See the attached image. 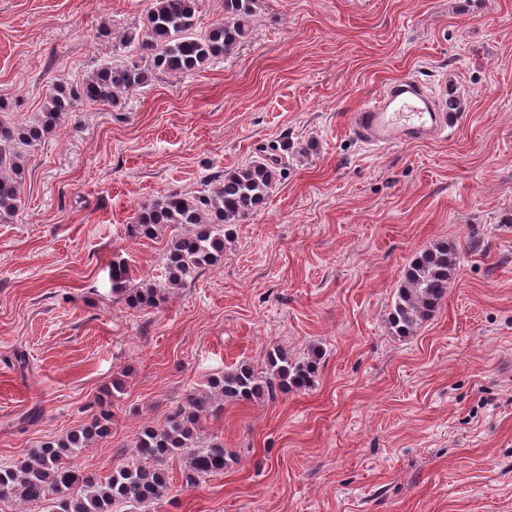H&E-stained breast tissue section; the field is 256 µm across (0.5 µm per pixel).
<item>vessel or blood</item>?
I'll return each instance as SVG.
<instances>
[{"mask_svg":"<svg viewBox=\"0 0 512 512\" xmlns=\"http://www.w3.org/2000/svg\"><path fill=\"white\" fill-rule=\"evenodd\" d=\"M350 125L361 141L379 147L401 138H439L448 127V118L420 84L403 79L387 85L374 101L351 113Z\"/></svg>","mask_w":512,"mask_h":512,"instance_id":"1","label":"vessel or blood"}]
</instances>
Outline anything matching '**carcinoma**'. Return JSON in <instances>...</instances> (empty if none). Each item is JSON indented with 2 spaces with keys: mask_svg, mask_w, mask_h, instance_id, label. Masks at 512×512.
<instances>
[{
  "mask_svg": "<svg viewBox=\"0 0 512 512\" xmlns=\"http://www.w3.org/2000/svg\"><path fill=\"white\" fill-rule=\"evenodd\" d=\"M258 0H224V22L200 35L196 0H150L138 42L136 60H118L78 80L54 84L37 117L10 123L4 114L11 103L0 99V222L11 220L20 208V192L29 151L51 135L81 102L122 103L130 91L148 85L159 73L187 74L233 52L247 37L246 20ZM288 141L261 150L258 158L224 172L215 184L193 195L172 192L138 211L131 234L154 239L170 227L190 226L171 238L164 254L165 280L131 288L129 266L112 262V294L131 308H155L166 291L196 276L199 270L224 262V241L230 227L246 220L266 203L282 170ZM460 256L446 241L423 248L406 267L394 292L388 324L392 334L406 337L432 318L448 292ZM321 357L314 346L302 357L281 346L267 351L266 371L257 373L247 362L207 380V389L186 395L160 428L141 429L124 460L100 480L78 475L69 458L112 434V393L95 400L89 421L66 437L48 441L23 459L0 465V504H39L46 512H135L163 500L169 491L165 462L175 454L186 457L184 478L195 486L224 473L227 455L221 441L202 442L203 421L222 411L224 401H244L278 389H306L316 377Z\"/></svg>",
  "mask_w": 512,
  "mask_h": 512,
  "instance_id": "cac0c4a2",
  "label": "carcinoma"
}]
</instances>
